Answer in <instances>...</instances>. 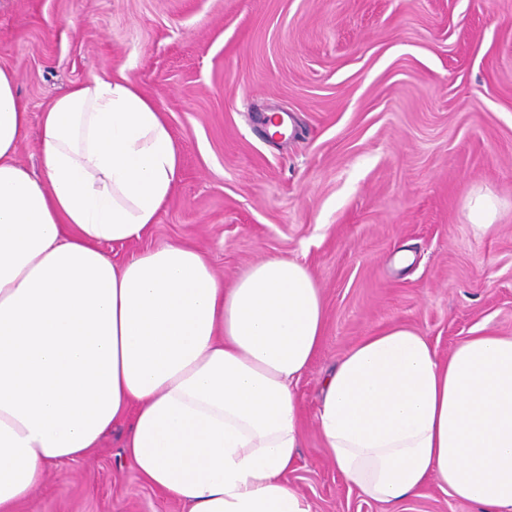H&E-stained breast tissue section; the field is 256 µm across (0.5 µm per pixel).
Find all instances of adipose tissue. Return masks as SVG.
I'll return each instance as SVG.
<instances>
[{
	"label": "adipose tissue",
	"instance_id": "ef3b65f1",
	"mask_svg": "<svg viewBox=\"0 0 512 512\" xmlns=\"http://www.w3.org/2000/svg\"><path fill=\"white\" fill-rule=\"evenodd\" d=\"M28 122L0 68V512L123 421L138 473L188 512H312L286 481L293 385L326 319L308 269L270 256L228 288L187 244L113 264L102 243L156 223L180 167L164 112L126 73L42 112L38 176L16 159ZM316 422L375 501L436 480L512 512V337L472 336L443 360L414 328L381 329L324 378Z\"/></svg>",
	"mask_w": 512,
	"mask_h": 512
}]
</instances>
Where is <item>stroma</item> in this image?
Listing matches in <instances>:
<instances>
[{
    "label": "stroma",
    "instance_id": "obj_1",
    "mask_svg": "<svg viewBox=\"0 0 512 512\" xmlns=\"http://www.w3.org/2000/svg\"><path fill=\"white\" fill-rule=\"evenodd\" d=\"M0 67L30 122L71 83L125 70L165 113L180 170L156 224L105 243L122 264L190 243L232 285L258 261L308 268L323 344L295 386L303 443L288 484L313 512H481L430 482L385 506L333 468L316 424L322 380L365 336L415 328L438 356L512 336V0H0ZM284 114L265 137L257 117ZM498 199L475 234L470 194ZM127 427L49 467L19 512H186L124 452Z\"/></svg>",
    "mask_w": 512,
    "mask_h": 512
}]
</instances>
